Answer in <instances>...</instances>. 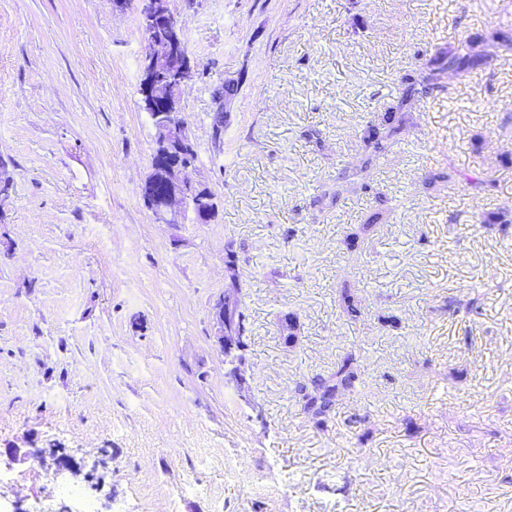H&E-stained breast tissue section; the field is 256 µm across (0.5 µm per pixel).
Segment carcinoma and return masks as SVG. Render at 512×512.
Listing matches in <instances>:
<instances>
[{
    "instance_id": "carcinoma-1",
    "label": "carcinoma",
    "mask_w": 512,
    "mask_h": 512,
    "mask_svg": "<svg viewBox=\"0 0 512 512\" xmlns=\"http://www.w3.org/2000/svg\"><path fill=\"white\" fill-rule=\"evenodd\" d=\"M487 45L501 51L512 50V33L493 31L485 39ZM472 45L461 42L457 47H438L415 75L403 77L406 90L386 110L378 123H369L361 132L365 163L387 154L398 142L399 136L411 120L408 106L412 96L427 95L445 90L443 76L452 72L461 76L474 69L482 57L472 53ZM476 195L493 191L495 183L466 173L458 174ZM360 380L359 357L353 351L345 354L337 363L336 370L324 377L314 376L296 385L295 393L304 402L306 413L317 427H325L331 419L333 408L340 393L355 387Z\"/></svg>"
}]
</instances>
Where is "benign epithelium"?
I'll return each instance as SVG.
<instances>
[{"label": "benign epithelium", "mask_w": 512, "mask_h": 512, "mask_svg": "<svg viewBox=\"0 0 512 512\" xmlns=\"http://www.w3.org/2000/svg\"><path fill=\"white\" fill-rule=\"evenodd\" d=\"M140 24L146 35L141 58V95L153 114L156 135L164 144L160 173L148 177L142 197L159 224H184L193 217L196 224L207 223L206 216L193 208L199 191L185 177L194 166L196 148L182 117L180 89L190 72V60L183 48V31L168 0H144ZM216 343L229 357L247 346V325L239 300L237 277L224 289L212 307Z\"/></svg>", "instance_id": "1"}]
</instances>
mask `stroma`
<instances>
[{"instance_id":"stroma-1","label":"stroma","mask_w":512,"mask_h":512,"mask_svg":"<svg viewBox=\"0 0 512 512\" xmlns=\"http://www.w3.org/2000/svg\"><path fill=\"white\" fill-rule=\"evenodd\" d=\"M169 7L206 224L156 223L141 195L139 0H0V505L77 512L73 486L97 512H512V225L482 222L512 214V53L414 98L391 153L360 160L403 75L511 31L512 0ZM456 170L496 187L473 197ZM228 244L239 384L211 316ZM352 347L362 382L316 427L295 386Z\"/></svg>"}]
</instances>
